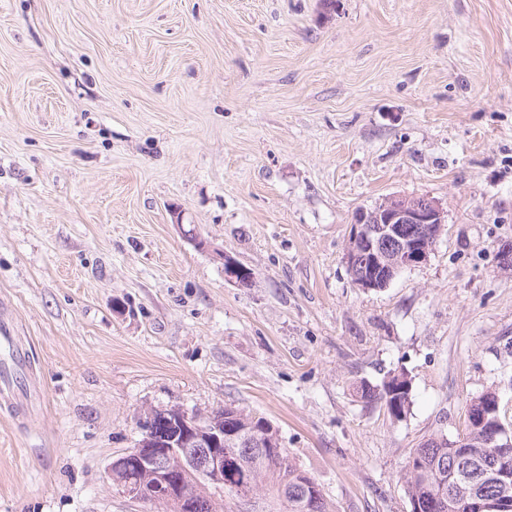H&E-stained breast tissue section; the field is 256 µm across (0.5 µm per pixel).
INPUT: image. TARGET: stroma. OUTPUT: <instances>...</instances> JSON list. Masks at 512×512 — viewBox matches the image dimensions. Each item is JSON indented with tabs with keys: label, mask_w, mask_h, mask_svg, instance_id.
I'll return each mask as SVG.
<instances>
[{
	"label": "stroma",
	"mask_w": 512,
	"mask_h": 512,
	"mask_svg": "<svg viewBox=\"0 0 512 512\" xmlns=\"http://www.w3.org/2000/svg\"><path fill=\"white\" fill-rule=\"evenodd\" d=\"M393 195L446 224L366 291L350 226ZM506 248L512 0H0V512H161L108 478L138 418L229 403L335 512H410L411 448L489 389L512 424ZM390 372L398 420L357 394Z\"/></svg>",
	"instance_id": "stroma-1"
}]
</instances>
